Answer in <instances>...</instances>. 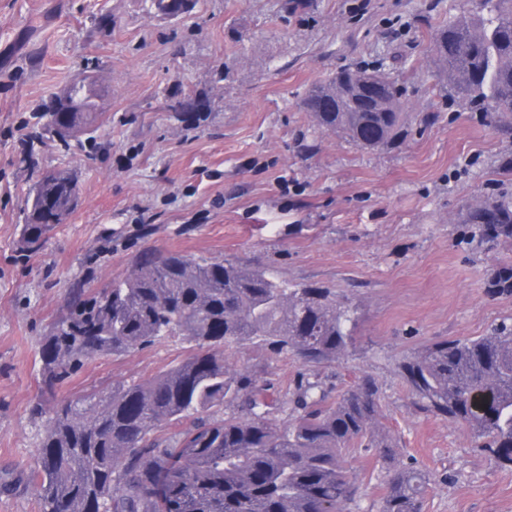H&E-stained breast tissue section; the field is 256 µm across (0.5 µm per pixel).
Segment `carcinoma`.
Masks as SVG:
<instances>
[{
    "label": "carcinoma",
    "mask_w": 512,
    "mask_h": 512,
    "mask_svg": "<svg viewBox=\"0 0 512 512\" xmlns=\"http://www.w3.org/2000/svg\"><path fill=\"white\" fill-rule=\"evenodd\" d=\"M436 64L461 108L512 132V0H475L434 33ZM103 87L68 85L43 105L45 137L68 142L103 122ZM403 90L381 66H346L303 99L317 129L370 151L409 134ZM66 171L38 181L20 251L35 254L77 207ZM466 221L488 241L512 243V195L466 203ZM490 293L512 296V266ZM354 311L328 288L296 287L228 259L143 253L126 277L79 288L41 346L42 391L54 395L86 362L180 336L193 348L148 381L93 391L53 408L30 473L39 512H340L360 482L348 459L384 463L378 512H423L435 480L396 460L380 390L364 379L335 397L318 379L278 387L230 369L226 348L263 342L316 366L347 355ZM396 371L413 408L465 428L498 466L512 465V325L474 339L438 340L401 357ZM106 410L93 418L96 403ZM288 405L282 426L273 410ZM167 424L182 428L166 433Z\"/></svg>",
    "instance_id": "carcinoma-1"
}]
</instances>
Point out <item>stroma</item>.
<instances>
[{
  "label": "stroma",
  "instance_id": "stroma-1",
  "mask_svg": "<svg viewBox=\"0 0 512 512\" xmlns=\"http://www.w3.org/2000/svg\"><path fill=\"white\" fill-rule=\"evenodd\" d=\"M286 3L194 0L167 17L146 0H0V512H39L29 475L41 339L70 289L128 275L148 248L236 260L354 304L357 340L343 360L313 367L253 344L224 360L284 393L303 374L335 392L373 379L396 459L437 481L424 512H512V468L492 465L464 428L414 411L395 369L429 342L512 323V296L488 292L512 245L465 222L468 200L512 193V136L449 106L435 66L431 32L463 2ZM379 61L404 88L409 135L368 151L318 131L308 91ZM87 74L108 89L93 154L33 143L41 104ZM186 92L208 98L201 118L166 110ZM51 170L77 173L78 206L24 257L27 202ZM190 353L176 337L97 358L57 397L147 381Z\"/></svg>",
  "mask_w": 512,
  "mask_h": 512
}]
</instances>
